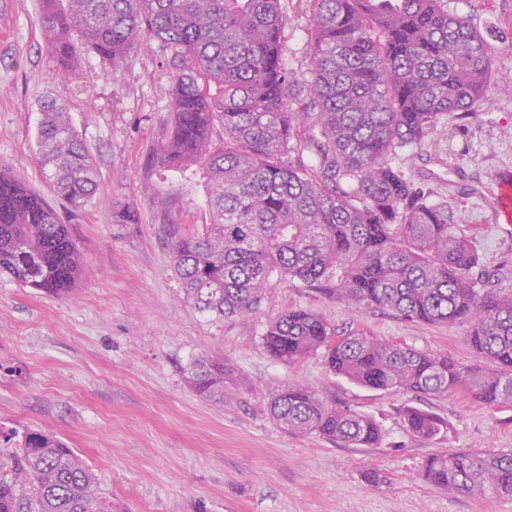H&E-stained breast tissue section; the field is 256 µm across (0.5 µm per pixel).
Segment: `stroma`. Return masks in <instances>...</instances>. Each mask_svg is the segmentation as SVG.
Returning <instances> with one entry per match:
<instances>
[{
    "instance_id": "35a3bbf8",
    "label": "stroma",
    "mask_w": 512,
    "mask_h": 512,
    "mask_svg": "<svg viewBox=\"0 0 512 512\" xmlns=\"http://www.w3.org/2000/svg\"><path fill=\"white\" fill-rule=\"evenodd\" d=\"M454 2L497 50L499 65L477 110L456 120L452 150L421 156L415 177L447 201L490 287L507 294L512 224L499 223L495 196L499 176L512 174V94L504 92L512 87V0ZM40 12L41 0H0V166L70 224L84 274L59 297L0 278V452L6 437L51 432L122 512H512V498L451 495L419 476L444 451L512 448V404L489 407L457 392L417 402L330 372L322 352L288 364L261 346L268 317L302 308L337 329L470 365L480 358L465 340L467 324L408 322L298 280L273 282L257 312L200 313L173 271L170 242L209 223L206 188L148 164L170 122L150 46L116 70L86 58L68 80L46 51ZM311 39L308 19L289 13L286 59L298 73L310 68ZM58 93L100 183L80 209L55 195L38 163L39 108ZM124 203L138 209L140 223H113V207ZM215 352L230 369L220 403L186 382L191 359ZM291 382L374 416L382 445L342 448L280 428L267 407ZM412 402L444 422L440 435L407 432L401 410ZM369 471L377 484L365 482Z\"/></svg>"
}]
</instances>
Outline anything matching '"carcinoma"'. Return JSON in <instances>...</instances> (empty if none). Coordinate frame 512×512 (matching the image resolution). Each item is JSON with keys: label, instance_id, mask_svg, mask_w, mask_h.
<instances>
[{"label": "carcinoma", "instance_id": "cac0c4a2", "mask_svg": "<svg viewBox=\"0 0 512 512\" xmlns=\"http://www.w3.org/2000/svg\"><path fill=\"white\" fill-rule=\"evenodd\" d=\"M312 25L311 68L286 62L282 0H42L46 48L68 74L90 55L116 69L156 43L166 74L168 135L152 156L162 172L201 173L211 222L172 242L174 272L196 309L218 317L260 308L272 281L299 280L365 309L429 324L466 322L488 367H469L294 309L261 336L272 358L324 351L331 371L372 390L416 398L456 390L512 403V294L474 277L479 256L455 230L448 203L413 166L447 146L448 123L475 109L498 66L495 48L450 0H296ZM39 164L54 192L81 208L99 190L91 152L58 99L40 106ZM224 145L213 146L216 125ZM116 224H138L124 204ZM83 274L70 225L0 167V276L61 295ZM222 355H201L187 380L224 401ZM269 412L289 432L354 448L381 444L370 415L290 383ZM406 430L433 439L434 414L402 410ZM422 478L448 493L512 498V449L430 457ZM0 512H112L83 459L28 430L0 463Z\"/></svg>", "mask_w": 512, "mask_h": 512}]
</instances>
